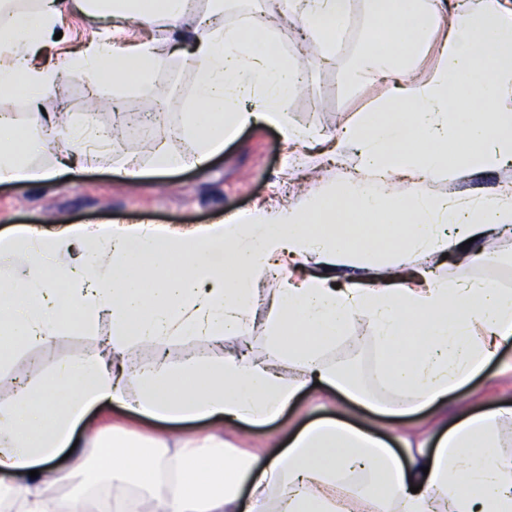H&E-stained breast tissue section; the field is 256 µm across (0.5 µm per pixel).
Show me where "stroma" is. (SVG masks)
Here are the masks:
<instances>
[{"label":"stroma","mask_w":512,"mask_h":512,"mask_svg":"<svg viewBox=\"0 0 512 512\" xmlns=\"http://www.w3.org/2000/svg\"><path fill=\"white\" fill-rule=\"evenodd\" d=\"M65 39L46 51L49 64H61L67 55L89 38L93 30L112 31L110 22L89 26L80 14L63 15ZM345 47L335 60L322 65L314 57H306V85L291 99L295 120L311 125L319 132L340 135L346 118L365 108L376 97L370 86L353 87L346 76L359 48L372 37L363 6H356L347 25ZM192 71L183 61L175 60L157 74L151 102L134 93L116 102L115 107L100 109L96 127L118 129L113 147L103 148L68 179L51 184L17 182L0 185V232L20 225L47 226L57 224H169L187 226L209 224L229 215L252 210L254 205L271 199L300 203L305 193L338 182L342 167L354 165L355 154L339 146V163L319 161L313 150L285 142L278 129L257 125L242 130L225 142L224 151L208 167L186 169L166 176H150L133 184L110 172L113 153L131 154L149 161L158 140H166L171 148L183 145L181 138L171 136V129L181 124L183 102L190 91ZM157 107L165 116V128L131 127L123 114L147 111ZM503 262L487 265L480 261L466 264L449 262L442 268L448 278L479 277L512 284V235L497 238ZM96 338L72 329L57 337L49 350L5 348L0 358L6 362L0 369V403L16 396L15 384L28 376L35 359L45 361L80 357L94 352ZM471 411L482 412L512 406V340L503 344L498 356L485 371L462 390ZM316 390L302 393L294 406L276 422L263 429L240 426L230 436L231 444L258 447L268 442L285 443L305 423L323 416L340 415L365 427L373 434L393 439L396 427L412 426L421 430L433 424L429 410L408 417L395 418L378 413L365 405L337 398L320 409L316 406Z\"/></svg>","instance_id":"stroma-1"}]
</instances>
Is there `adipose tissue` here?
<instances>
[{
    "instance_id": "1",
    "label": "adipose tissue",
    "mask_w": 512,
    "mask_h": 512,
    "mask_svg": "<svg viewBox=\"0 0 512 512\" xmlns=\"http://www.w3.org/2000/svg\"><path fill=\"white\" fill-rule=\"evenodd\" d=\"M291 13L319 58L357 3L384 43L362 48L349 84H381L341 133L358 156L348 178L298 206L271 202L228 221L180 229L168 224L21 226L0 235V334L49 346L69 324L99 336L97 352L33 371L18 396L0 404V500L51 512L53 463L93 486L108 483L119 512H512V453L503 427L512 407L460 410L433 448L385 440L338 417L318 418L277 452L227 447L159 434L149 445L117 432L92 409L112 401L158 421L217 419L264 427L308 386L360 401L348 364L328 354L353 327L378 355L377 388L391 412L442 406L512 339V290L481 279L451 280L447 249L512 227V183L484 198L428 186L512 162V0H295ZM199 35L187 38L184 0H36L0 17V95L33 101L63 72L117 92L150 97L171 50L151 38L124 46L103 36L70 53L63 66L40 59L60 17L76 8L92 20L146 27L164 23L170 40L190 39L193 92L183 112L184 147L157 146L149 164L113 158L112 171L139 183L147 175L207 167L230 133L259 124L286 142L316 139L293 121L290 100L302 63L270 24L274 0L246 24H224V0H208ZM445 36L441 65L424 82L408 74L435 29ZM95 132L68 113L38 112L19 125L0 116V183H46L89 162ZM53 156L49 165L41 156ZM362 270L383 287L352 282ZM267 309L260 347L200 361L168 360L185 338L219 346L248 335ZM110 335H101L102 327ZM160 349L157 362L133 364L131 349ZM102 449L88 468L86 448Z\"/></svg>"
}]
</instances>
